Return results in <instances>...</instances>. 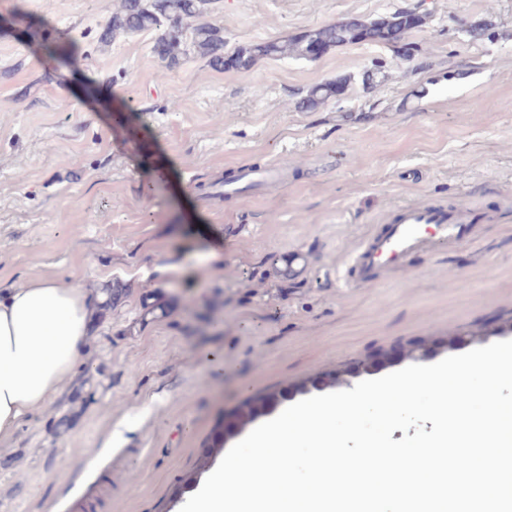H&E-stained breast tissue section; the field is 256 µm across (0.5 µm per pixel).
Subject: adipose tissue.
<instances>
[{
  "label": "adipose tissue",
  "instance_id": "adipose-tissue-1",
  "mask_svg": "<svg viewBox=\"0 0 512 512\" xmlns=\"http://www.w3.org/2000/svg\"><path fill=\"white\" fill-rule=\"evenodd\" d=\"M91 297L49 276L0 293V440L76 374Z\"/></svg>",
  "mask_w": 512,
  "mask_h": 512
}]
</instances>
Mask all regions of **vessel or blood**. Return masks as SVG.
Here are the masks:
<instances>
[{"label":"vessel or blood","instance_id":"1","mask_svg":"<svg viewBox=\"0 0 512 512\" xmlns=\"http://www.w3.org/2000/svg\"><path fill=\"white\" fill-rule=\"evenodd\" d=\"M475 230L476 216L465 207L422 202L402 206L351 254L347 279L357 285L370 283L380 270L404 267L418 254L445 244L471 243Z\"/></svg>","mask_w":512,"mask_h":512}]
</instances>
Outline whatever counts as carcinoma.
<instances>
[{"instance_id":"1","label":"carcinoma","mask_w":512,"mask_h":512,"mask_svg":"<svg viewBox=\"0 0 512 512\" xmlns=\"http://www.w3.org/2000/svg\"><path fill=\"white\" fill-rule=\"evenodd\" d=\"M211 0H119L100 35V43L144 31H153L155 57L172 69L191 58L205 60L221 71L252 68L264 59H314L313 48L324 54L340 46L373 43L389 46L401 60L420 52L414 32L423 27L427 16L404 10L379 18L347 17L336 22L307 28L295 35L256 42L226 50L224 30L206 20ZM351 77L343 76L311 86L296 101V108L313 110L343 94ZM107 299L95 304V316L102 318L117 306L126 289L116 284L106 289Z\"/></svg>"}]
</instances>
